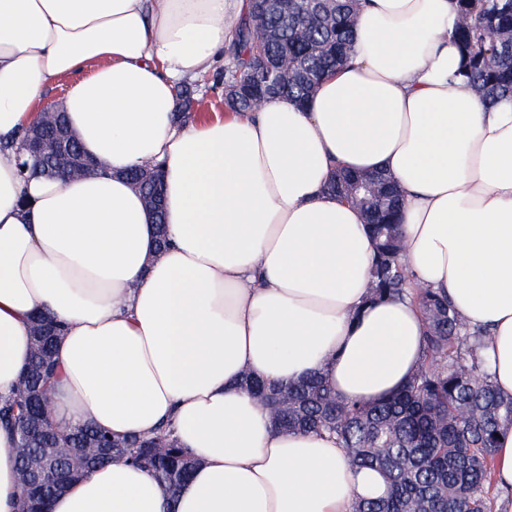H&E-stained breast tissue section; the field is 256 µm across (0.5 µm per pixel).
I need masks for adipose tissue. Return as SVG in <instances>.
Listing matches in <instances>:
<instances>
[{
	"mask_svg": "<svg viewBox=\"0 0 512 512\" xmlns=\"http://www.w3.org/2000/svg\"><path fill=\"white\" fill-rule=\"evenodd\" d=\"M247 0H0V137L72 77L70 128L98 170L25 179L0 152V396L28 361L34 314L63 327L54 420L115 437L170 427L199 464L177 492L131 463L96 467L50 512H351L389 492L326 434L277 429L245 373L325 377L383 400L422 359L417 302L370 299L361 209L335 168L400 187L404 262L485 330L512 396V99L461 77L456 0H360L351 58L306 104L185 122L174 86L223 60ZM97 63L86 74L89 63ZM164 166L168 245L127 172ZM21 488L0 426V512Z\"/></svg>",
	"mask_w": 512,
	"mask_h": 512,
	"instance_id": "ef3b65f1",
	"label": "adipose tissue"
}]
</instances>
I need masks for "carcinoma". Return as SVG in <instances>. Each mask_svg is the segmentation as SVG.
I'll return each instance as SVG.
<instances>
[{
  "label": "carcinoma",
  "mask_w": 512,
  "mask_h": 512,
  "mask_svg": "<svg viewBox=\"0 0 512 512\" xmlns=\"http://www.w3.org/2000/svg\"><path fill=\"white\" fill-rule=\"evenodd\" d=\"M258 0L234 24L222 81L224 109L251 112L257 99L283 97L306 102L321 80L348 58L358 0H315L308 11L257 12ZM459 22L452 31L465 59L464 76L480 101L512 97V0H457ZM498 38L486 40L487 29ZM47 158L25 160L22 174L45 175ZM335 173L328 191L362 198L376 240L371 299L409 295L408 271L397 232L400 195L382 174L347 183ZM424 322L423 362L392 396L375 403L344 401L324 378L275 385L247 374L249 391L288 432L335 436L351 465L375 469L390 493L358 500L352 512H492L493 454L499 435L512 429V397L496 387L478 349L491 342L471 331L448 299L431 291L414 296ZM61 326L36 320L31 359L13 395L0 400V423L16 435L19 478L70 470L74 477L100 466L99 449L113 448L117 462L150 470L175 492L197 461L162 431L151 437L115 440L90 425L63 428L50 415L49 392L56 378L54 347Z\"/></svg>",
  "instance_id": "carcinoma-1"
}]
</instances>
